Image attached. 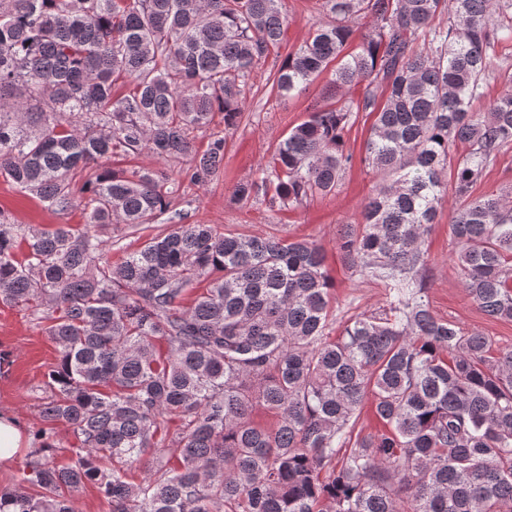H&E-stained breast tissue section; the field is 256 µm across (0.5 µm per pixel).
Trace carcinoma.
I'll return each instance as SVG.
<instances>
[{
	"label": "carcinoma",
	"instance_id": "obj_1",
	"mask_svg": "<svg viewBox=\"0 0 512 512\" xmlns=\"http://www.w3.org/2000/svg\"><path fill=\"white\" fill-rule=\"evenodd\" d=\"M317 2L316 29L269 79L286 97L329 70L336 102L232 194L292 211L335 192L354 114H375L362 162L381 181L337 249L389 304L334 339L313 242L174 224L114 265L96 231L154 224L177 192L162 172L100 164L117 151L190 156L185 179H219L251 75L288 27L282 0H0V176L86 216L0 219V300L47 306L58 349L38 458L0 512H76L87 484L112 512H512V346L434 314L424 248L451 190L462 286L512 321V206L471 195L512 147L511 88L471 109L512 41V0ZM119 78L133 84L121 96ZM217 113L224 130L193 152L190 132ZM367 401L382 429L364 434ZM57 423L78 443L63 465Z\"/></svg>",
	"mask_w": 512,
	"mask_h": 512
}]
</instances>
